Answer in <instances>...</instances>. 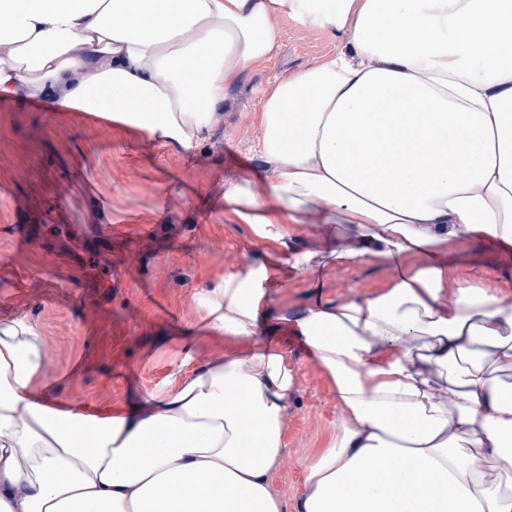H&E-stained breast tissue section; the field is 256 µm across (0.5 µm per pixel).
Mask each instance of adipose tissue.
Listing matches in <instances>:
<instances>
[{"mask_svg":"<svg viewBox=\"0 0 512 512\" xmlns=\"http://www.w3.org/2000/svg\"><path fill=\"white\" fill-rule=\"evenodd\" d=\"M288 17L336 47L263 97L267 175L227 180L224 211L264 248L210 285L202 319L250 339L281 278L394 267L378 292L279 315L340 412L300 510L512 512V300L454 277L451 251L512 257V0H0V101L189 151ZM306 224L312 248L290 232ZM44 369L35 327L0 321V512H280L286 350L224 356L99 416L33 400Z\"/></svg>","mask_w":512,"mask_h":512,"instance_id":"ef3b65f1","label":"adipose tissue"}]
</instances>
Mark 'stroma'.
Returning <instances> with one entry per match:
<instances>
[{
	"mask_svg": "<svg viewBox=\"0 0 512 512\" xmlns=\"http://www.w3.org/2000/svg\"><path fill=\"white\" fill-rule=\"evenodd\" d=\"M334 48L330 33L281 20L272 59L246 72L222 126L190 155L77 109L0 102V320L26 319L42 338L35 394L90 415L175 390L211 360L249 349L197 322L201 296L252 240L248 225L225 222L222 186L262 167L256 116L268 85ZM455 253L464 279L512 299L504 252ZM389 278L380 263L338 264L323 295L364 297ZM271 343L297 366L271 486L281 512H300L305 469L336 431V393L302 337L282 326Z\"/></svg>",
	"mask_w": 512,
	"mask_h": 512,
	"instance_id": "35a3bbf8",
	"label": "stroma"
}]
</instances>
